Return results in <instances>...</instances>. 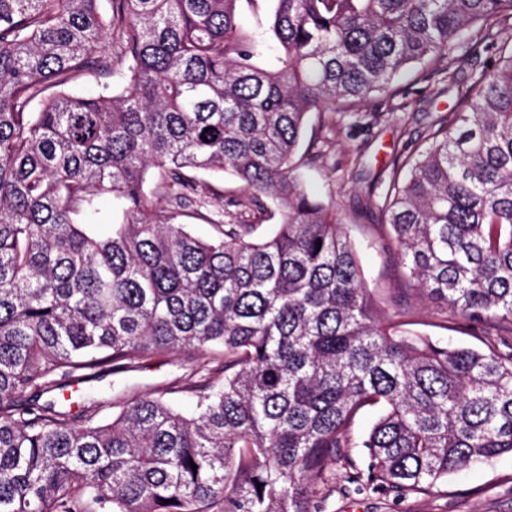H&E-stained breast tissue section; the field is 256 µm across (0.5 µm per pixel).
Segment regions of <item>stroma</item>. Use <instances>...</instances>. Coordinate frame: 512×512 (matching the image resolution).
Returning a JSON list of instances; mask_svg holds the SVG:
<instances>
[{
	"label": "stroma",
	"mask_w": 512,
	"mask_h": 512,
	"mask_svg": "<svg viewBox=\"0 0 512 512\" xmlns=\"http://www.w3.org/2000/svg\"><path fill=\"white\" fill-rule=\"evenodd\" d=\"M482 56L457 57L450 63L454 85L432 66L411 69L402 80V93L385 103H354L345 113L312 114L298 153L299 171L317 197L334 202L361 250L369 288L383 314L406 310L417 331L483 348L493 345L512 353V324L468 321L447 313L443 304L423 297L406 282L403 267L386 230L379 223L372 198L383 195L394 164L407 156L428 133L436 116L459 109L482 65ZM185 355L154 358L130 371L102 380L72 385L73 396L85 391L133 388L151 393L180 386L186 374ZM337 468L336 481L324 493L323 512H512V457L493 465L449 475L432 493L400 496L394 492H356Z\"/></svg>",
	"instance_id": "1"
}]
</instances>
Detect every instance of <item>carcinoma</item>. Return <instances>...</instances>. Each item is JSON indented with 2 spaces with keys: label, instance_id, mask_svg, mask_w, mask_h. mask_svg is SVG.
I'll return each instance as SVG.
<instances>
[{
  "label": "carcinoma",
  "instance_id": "1",
  "mask_svg": "<svg viewBox=\"0 0 512 512\" xmlns=\"http://www.w3.org/2000/svg\"><path fill=\"white\" fill-rule=\"evenodd\" d=\"M98 2L0 0V512H318L342 459L407 496L512 455V355L382 316L295 161L310 114L485 53L378 210L420 293L512 324V0ZM179 352V389L42 400Z\"/></svg>",
  "mask_w": 512,
  "mask_h": 512
}]
</instances>
